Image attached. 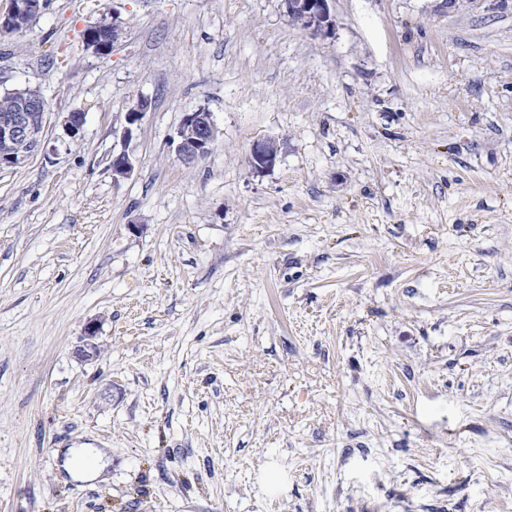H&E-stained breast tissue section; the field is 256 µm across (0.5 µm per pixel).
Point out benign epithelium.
Here are the masks:
<instances>
[{"mask_svg":"<svg viewBox=\"0 0 512 512\" xmlns=\"http://www.w3.org/2000/svg\"><path fill=\"white\" fill-rule=\"evenodd\" d=\"M289 20L299 28L331 37L336 31V17L329 7L330 0H283ZM151 109V102L140 98L126 113L124 136L130 137L143 117ZM47 103L40 95L23 96L10 112L0 114V169L25 164L42 150L44 120ZM219 130L210 112L199 109L183 115L174 140L179 157L192 162L211 152ZM281 143L273 138L254 142L249 164L258 173L271 171L279 161ZM133 170L131 158L120 153L112 156V176L128 177Z\"/></svg>","mask_w":512,"mask_h":512,"instance_id":"1","label":"benign epithelium"}]
</instances>
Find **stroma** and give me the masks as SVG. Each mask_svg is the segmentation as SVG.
Listing matches in <instances>:
<instances>
[{"label": "stroma", "mask_w": 512, "mask_h": 512, "mask_svg": "<svg viewBox=\"0 0 512 512\" xmlns=\"http://www.w3.org/2000/svg\"><path fill=\"white\" fill-rule=\"evenodd\" d=\"M330 9L47 0L0 38L49 108L0 170V512H512V0ZM331 0H283L289 20L299 28L326 37L336 31V17L331 12ZM219 130L211 112L199 109L183 115L173 140L176 150L185 162H192L209 154L215 146ZM281 143L267 138L254 142L250 149L249 164L258 173L271 171L279 161ZM101 458L102 452L97 449L89 448L84 451L69 449L64 466L71 478L82 482L94 481L103 471Z\"/></svg>", "instance_id": "obj_1"}]
</instances>
